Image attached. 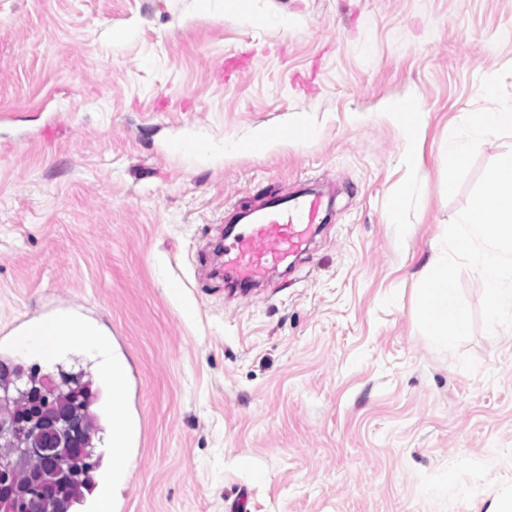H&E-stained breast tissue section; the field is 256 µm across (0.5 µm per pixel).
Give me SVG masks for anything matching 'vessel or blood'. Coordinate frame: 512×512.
<instances>
[{"instance_id":"1","label":"vessel or blood","mask_w":512,"mask_h":512,"mask_svg":"<svg viewBox=\"0 0 512 512\" xmlns=\"http://www.w3.org/2000/svg\"><path fill=\"white\" fill-rule=\"evenodd\" d=\"M327 207L325 196L312 191L267 196L224 245L225 282L245 290L269 282L280 266L306 251Z\"/></svg>"}]
</instances>
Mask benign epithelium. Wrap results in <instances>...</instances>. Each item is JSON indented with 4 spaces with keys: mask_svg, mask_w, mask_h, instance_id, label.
<instances>
[{
    "mask_svg": "<svg viewBox=\"0 0 512 512\" xmlns=\"http://www.w3.org/2000/svg\"><path fill=\"white\" fill-rule=\"evenodd\" d=\"M58 389L51 376H42L39 385L25 390L27 414L0 419V436L19 441L12 457L0 459V512H18L20 508L24 512H44L46 501L58 491L46 474L56 453L65 450L77 457L87 454L84 423L54 402ZM37 458L43 467L35 472L31 462Z\"/></svg>",
    "mask_w": 512,
    "mask_h": 512,
    "instance_id": "benign-epithelium-1",
    "label": "benign epithelium"
}]
</instances>
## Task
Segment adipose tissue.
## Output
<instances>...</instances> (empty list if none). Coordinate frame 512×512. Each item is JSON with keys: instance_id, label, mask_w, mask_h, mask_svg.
Segmentation results:
<instances>
[{"instance_id": "adipose-tissue-1", "label": "adipose tissue", "mask_w": 512, "mask_h": 512, "mask_svg": "<svg viewBox=\"0 0 512 512\" xmlns=\"http://www.w3.org/2000/svg\"><path fill=\"white\" fill-rule=\"evenodd\" d=\"M490 127L512 130V105L464 115L461 124L448 139L446 154L449 172H456L466 162L476 144L477 135ZM16 349L23 355L38 356L48 364L75 349L99 358L101 377L109 392L112 415V445L109 452L114 468L111 478L98 479L93 493L92 512H113L114 501L128 473L124 465L128 442L137 434L138 427L127 415L125 366L112 356L111 342L105 331L61 314L31 322L17 339Z\"/></svg>"}]
</instances>
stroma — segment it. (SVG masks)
<instances>
[{
	"instance_id": "stroma-1",
	"label": "stroma",
	"mask_w": 512,
	"mask_h": 512,
	"mask_svg": "<svg viewBox=\"0 0 512 512\" xmlns=\"http://www.w3.org/2000/svg\"><path fill=\"white\" fill-rule=\"evenodd\" d=\"M490 93L512 105V0H0V360L38 368L17 335L63 311L109 332L140 426L114 512L512 494V328L475 323L454 353L416 330L444 225L512 150L485 130L448 173ZM392 101L419 115V164ZM300 117L313 139L250 148ZM306 182L333 188L330 222L296 273L237 297L214 273L226 212ZM58 367L93 384L106 471L96 362ZM508 128L512 130V105L492 108L489 112L466 113L462 123L448 138L446 154L448 173L454 175L473 151L476 136L489 128Z\"/></svg>"
}]
</instances>
